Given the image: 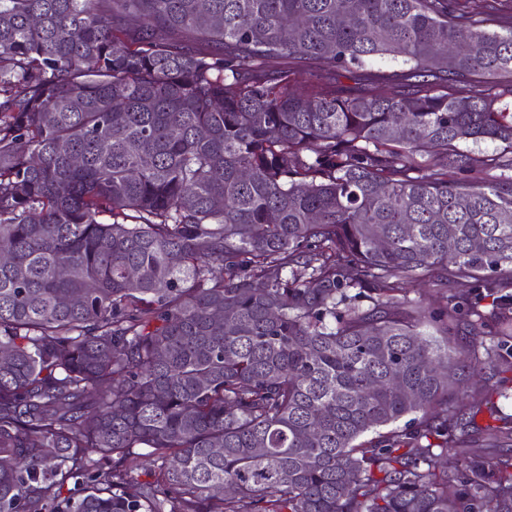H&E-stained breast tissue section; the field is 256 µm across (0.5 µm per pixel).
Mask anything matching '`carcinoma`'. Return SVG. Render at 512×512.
Here are the masks:
<instances>
[{"mask_svg":"<svg viewBox=\"0 0 512 512\" xmlns=\"http://www.w3.org/2000/svg\"><path fill=\"white\" fill-rule=\"evenodd\" d=\"M505 10L0 0V512H512ZM460 288H468L466 281L463 279H455L451 283H448V288L441 285H422L414 288L409 294V298L424 308H430L442 302L443 296L448 295L449 297ZM512 370L500 368L494 372L492 378L489 379L488 385L496 390V388L503 393L504 396H495L493 403L503 416L512 414Z\"/></svg>","mask_w":512,"mask_h":512,"instance_id":"carcinoma-1","label":"carcinoma"}]
</instances>
